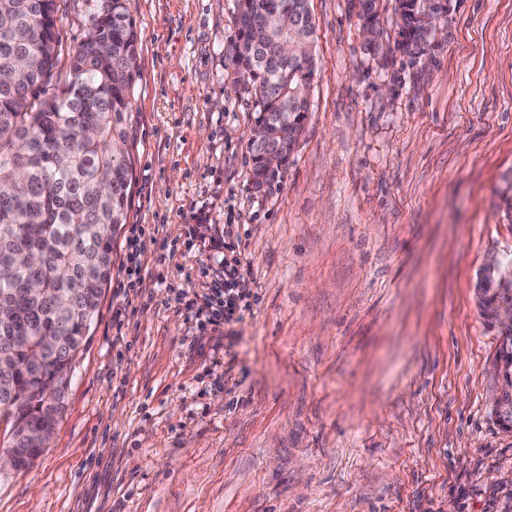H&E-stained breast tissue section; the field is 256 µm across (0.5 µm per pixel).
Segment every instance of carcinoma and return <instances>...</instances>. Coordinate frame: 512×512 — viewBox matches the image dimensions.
Here are the masks:
<instances>
[{"mask_svg": "<svg viewBox=\"0 0 512 512\" xmlns=\"http://www.w3.org/2000/svg\"><path fill=\"white\" fill-rule=\"evenodd\" d=\"M367 44L382 39L380 0H350ZM424 0H396L406 48L427 43L417 15ZM91 26L69 70L60 54L56 0H0V422L4 448H45L64 410L73 362L98 313L112 274V241L125 223L140 118L139 34L131 0H93ZM232 61L252 84L256 124L286 146L277 163L251 144L260 185L288 160L308 118L298 99L313 81L314 56L280 55L284 43L314 40L309 0H236ZM512 296L478 281V303L491 318ZM496 360L512 372V328L498 330ZM57 384L58 396L44 392Z\"/></svg>", "mask_w": 512, "mask_h": 512, "instance_id": "carcinoma-1", "label": "carcinoma"}]
</instances>
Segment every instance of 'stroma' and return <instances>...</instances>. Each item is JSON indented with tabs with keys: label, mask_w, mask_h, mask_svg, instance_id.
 Returning a JSON list of instances; mask_svg holds the SVG:
<instances>
[{
	"label": "stroma",
	"mask_w": 512,
	"mask_h": 512,
	"mask_svg": "<svg viewBox=\"0 0 512 512\" xmlns=\"http://www.w3.org/2000/svg\"><path fill=\"white\" fill-rule=\"evenodd\" d=\"M57 5L64 71L90 19ZM310 10L308 120L258 189L235 0H132L141 117L112 280L47 448L0 471V512H512L476 295L512 255V0H453L420 57L394 0L375 54L349 0ZM134 224L152 239L123 290ZM227 226L253 272L231 343L178 299L221 279L203 241Z\"/></svg>",
	"instance_id": "1"
}]
</instances>
